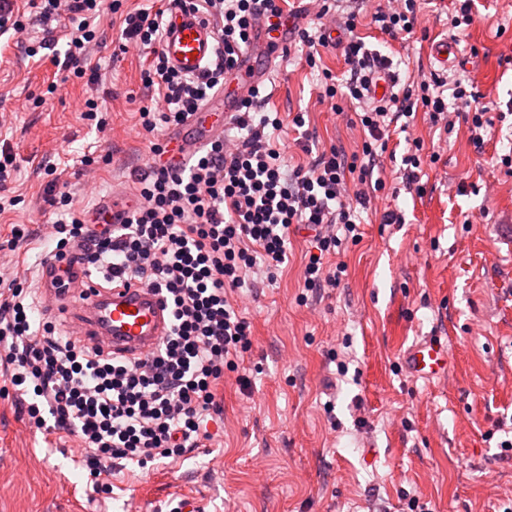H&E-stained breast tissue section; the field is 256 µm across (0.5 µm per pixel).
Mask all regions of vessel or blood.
<instances>
[{
  "mask_svg": "<svg viewBox=\"0 0 512 512\" xmlns=\"http://www.w3.org/2000/svg\"><path fill=\"white\" fill-rule=\"evenodd\" d=\"M294 24V17L289 16L277 30L260 31L258 38L243 53L237 70L224 89L201 112L199 120L189 121L185 132L171 137L165 156L167 163L181 165L214 136L223 134L239 100L268 77V68L257 63L256 54L274 59L276 50L288 47ZM162 51L177 70L187 74L200 73L214 57V30L191 13L182 10L169 13ZM432 55L444 69L461 59L456 39L448 36L433 42ZM132 203V196L115 197L100 204L98 210L108 216L110 223L120 224ZM61 278L67 281L70 293L85 294L86 299L75 303L64 301L54 315L60 321L75 325L80 335L129 358L151 353L167 335L170 309L160 291L133 282L113 289L109 294H95L90 290L92 281L82 265L66 257L49 260L41 279L42 288L56 289ZM449 359L447 344L426 337L404 351L402 364L413 377L429 381L447 374Z\"/></svg>",
  "mask_w": 512,
  "mask_h": 512,
  "instance_id": "b4317fda",
  "label": "vessel or blood"
}]
</instances>
